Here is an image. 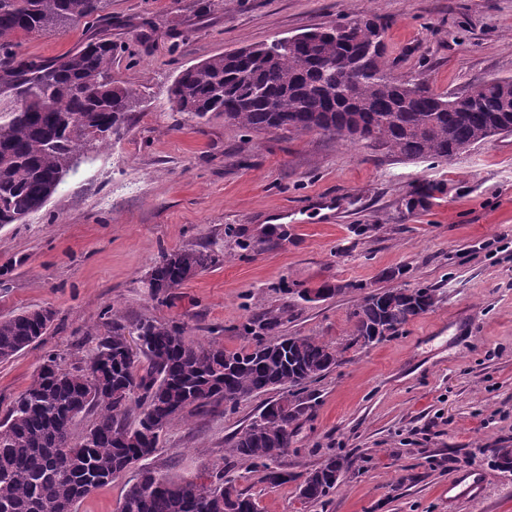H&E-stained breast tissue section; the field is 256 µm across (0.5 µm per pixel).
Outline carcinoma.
Returning a JSON list of instances; mask_svg holds the SVG:
<instances>
[{
  "label": "carcinoma",
  "instance_id": "1",
  "mask_svg": "<svg viewBox=\"0 0 512 512\" xmlns=\"http://www.w3.org/2000/svg\"><path fill=\"white\" fill-rule=\"evenodd\" d=\"M103 0H0V225L39 212L86 153L120 140L139 89L112 78V41L93 38L52 63L17 55L15 39L67 28L99 17ZM343 24L213 56L181 70L170 87L180 112L203 119L212 112L249 131L328 134L342 141L374 142L409 160L450 161L488 134L512 132V78L491 79L461 93L438 94L385 69L373 33ZM215 263L207 250L165 253L152 268L154 295L179 287ZM438 289L388 288L360 297L350 313L353 342L383 341L438 302ZM53 316L40 309L0 319V360L36 343ZM276 317L252 319L242 331L253 344L229 351L202 343L180 328L145 319L144 342L131 355L126 325L112 315V330L89 360L67 368L50 355L32 384L0 422V512H74L75 505L112 483L126 461H144L176 419L194 409L281 390L233 436L229 454L261 474L272 488L297 483L306 504L325 506L353 461L330 455L302 474L282 458L297 422L311 405L308 384L341 361V350L317 336L266 334ZM92 416L81 435L75 422ZM120 512H258L256 502L225 471L216 483L175 480L141 470L123 496Z\"/></svg>",
  "mask_w": 512,
  "mask_h": 512
}]
</instances>
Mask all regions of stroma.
<instances>
[{
	"label": "stroma",
	"mask_w": 512,
	"mask_h": 512,
	"mask_svg": "<svg viewBox=\"0 0 512 512\" xmlns=\"http://www.w3.org/2000/svg\"><path fill=\"white\" fill-rule=\"evenodd\" d=\"M102 15L93 28L23 37L19 49L51 61L108 37L113 77L141 99L121 141L87 153L26 222L0 227V319L55 312L38 343L0 361V420L47 356L74 364L113 316L235 351L251 343L243 322L275 315L280 334L344 349L308 388L289 471L334 453L354 465L323 508L237 466L260 512H512V470L496 465L498 449L512 448V133L433 163L321 133L247 131L220 113L197 120L169 98L187 66L360 15L382 21L392 74L433 92L512 78V0H104ZM427 184L437 193L417 199ZM184 248L216 262L152 295V267ZM326 284L333 296L302 299ZM429 284L437 304L399 335L352 344L359 297ZM265 400L174 420L147 467L209 481ZM472 467L480 495L449 499V480ZM138 474L121 473L75 512H119Z\"/></svg>",
	"instance_id": "stroma-1"
}]
</instances>
